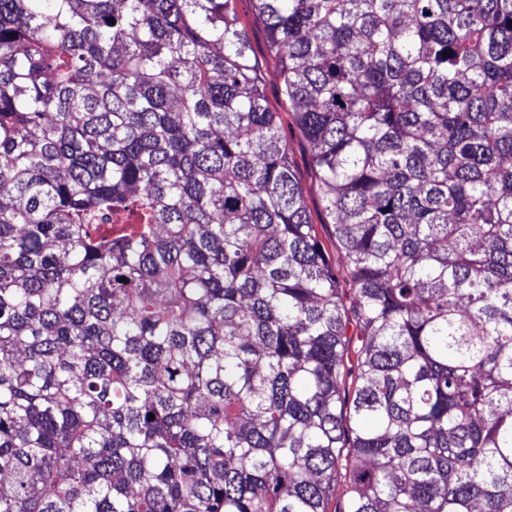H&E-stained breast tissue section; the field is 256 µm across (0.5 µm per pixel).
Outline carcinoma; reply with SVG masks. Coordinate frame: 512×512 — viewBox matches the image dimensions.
<instances>
[{"label":"carcinoma","instance_id":"cac0c4a2","mask_svg":"<svg viewBox=\"0 0 512 512\" xmlns=\"http://www.w3.org/2000/svg\"><path fill=\"white\" fill-rule=\"evenodd\" d=\"M0 0V512H512V0ZM154 419H148V415ZM237 13L241 25L246 29L249 35L253 58L256 60L264 78L268 104L274 112L280 113L282 127L288 133L292 166L303 186L305 201L311 220L313 224H316L319 238L324 244L326 251L329 253L333 262L339 265V253L336 251V245L331 238L329 226L322 224L325 221V214L322 197L317 190L313 175L311 148L309 144L298 135L293 124L291 107L280 93L278 80L274 73V61L268 51L264 25L251 11L249 1H238Z\"/></svg>","mask_w":512,"mask_h":512}]
</instances>
